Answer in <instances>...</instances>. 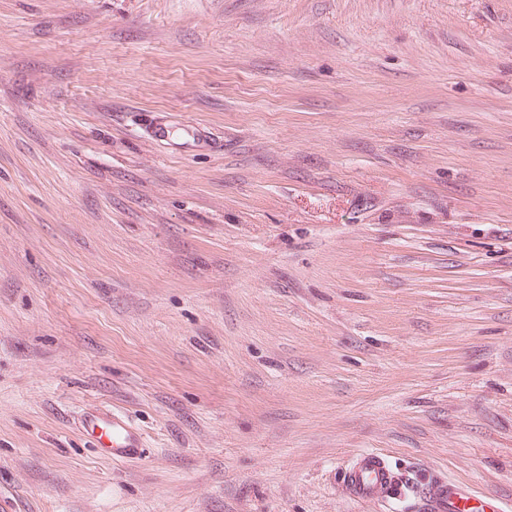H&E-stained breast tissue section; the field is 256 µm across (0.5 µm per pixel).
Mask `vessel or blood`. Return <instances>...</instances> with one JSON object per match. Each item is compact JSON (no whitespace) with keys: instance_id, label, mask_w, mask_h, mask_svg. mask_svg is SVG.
<instances>
[{"instance_id":"b4317fda","label":"vessel or blood","mask_w":512,"mask_h":512,"mask_svg":"<svg viewBox=\"0 0 512 512\" xmlns=\"http://www.w3.org/2000/svg\"><path fill=\"white\" fill-rule=\"evenodd\" d=\"M80 428L100 454L112 461L127 462L143 454V434L125 414L93 409L82 416ZM406 483L405 473L377 452L362 454L342 473L346 492L361 501L395 500L403 495ZM427 500L430 512H492L494 508L490 500H473L461 486L446 481L430 482Z\"/></svg>"}]
</instances>
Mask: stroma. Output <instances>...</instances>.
<instances>
[{"instance_id":"obj_1","label":"stroma","mask_w":512,"mask_h":512,"mask_svg":"<svg viewBox=\"0 0 512 512\" xmlns=\"http://www.w3.org/2000/svg\"><path fill=\"white\" fill-rule=\"evenodd\" d=\"M364 452L512 512V0H0V494L422 512ZM79 424L102 456L114 462L141 458L143 434L127 415L114 410L93 409L81 417ZM408 479L377 452L359 456L342 473V485L353 498L370 502H389L401 497Z\"/></svg>"}]
</instances>
